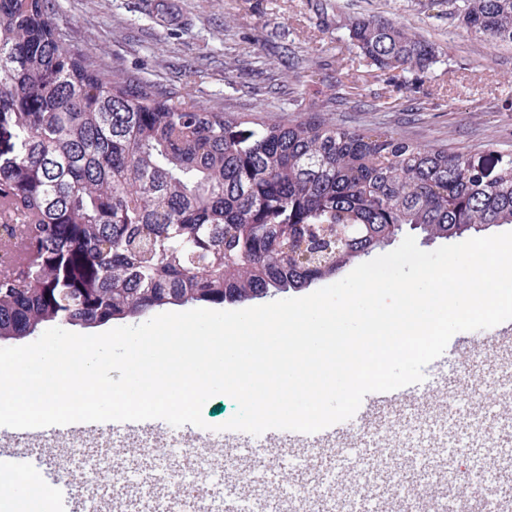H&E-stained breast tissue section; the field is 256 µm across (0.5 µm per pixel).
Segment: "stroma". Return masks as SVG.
<instances>
[{"mask_svg":"<svg viewBox=\"0 0 512 512\" xmlns=\"http://www.w3.org/2000/svg\"><path fill=\"white\" fill-rule=\"evenodd\" d=\"M434 43L425 72L371 68L348 18ZM65 44L121 78L241 122L311 117L422 148L512 151V48L471 34L448 0H54Z\"/></svg>","mask_w":512,"mask_h":512,"instance_id":"stroma-1","label":"stroma"}]
</instances>
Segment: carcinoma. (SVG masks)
I'll list each match as a JSON object with an SVG mask.
<instances>
[{"label": "carcinoma", "instance_id": "obj_1", "mask_svg": "<svg viewBox=\"0 0 512 512\" xmlns=\"http://www.w3.org/2000/svg\"><path fill=\"white\" fill-rule=\"evenodd\" d=\"M512 45V0H463ZM52 0H0V335L92 328L161 306L239 305L331 277L407 226L430 239L512 224V152L444 148L309 118L242 123L105 74L67 49ZM379 70L436 62L375 16L345 24Z\"/></svg>", "mask_w": 512, "mask_h": 512}]
</instances>
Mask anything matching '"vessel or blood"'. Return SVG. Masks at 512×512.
<instances>
[{
    "instance_id": "1",
    "label": "vessel or blood",
    "mask_w": 512,
    "mask_h": 512,
    "mask_svg": "<svg viewBox=\"0 0 512 512\" xmlns=\"http://www.w3.org/2000/svg\"><path fill=\"white\" fill-rule=\"evenodd\" d=\"M472 365L455 379L438 377L410 384L391 392L367 394L346 421L313 434L269 430L253 436L228 430L218 435L193 425L182 426L181 435L197 450L194 459L173 456L170 465L190 471L200 465L222 470L219 482L189 480L180 492L157 485L154 493L109 500V488L87 483L86 471L77 469L66 486L67 512H445L447 477L419 480L411 488L374 485L363 494L352 492L350 479L336 474V452L345 449L375 459V470L384 474L394 459V431L401 416L396 408L406 403L422 416L446 424L458 406L460 389H485L488 385L482 358L495 361L512 358V328L497 325L470 342L466 352ZM497 447H512V402L498 399L489 413ZM172 426L143 422H82L34 428L24 434L0 430V454L35 458L44 474L54 471L47 449L60 437L83 438V454L90 461L108 465L125 477L151 472L153 447L159 446ZM512 465L493 456L476 475L462 485L465 496L494 504L498 512H512V490L502 481Z\"/></svg>"
}]
</instances>
